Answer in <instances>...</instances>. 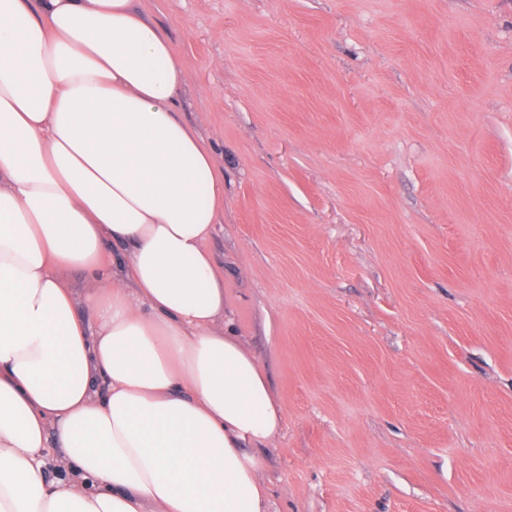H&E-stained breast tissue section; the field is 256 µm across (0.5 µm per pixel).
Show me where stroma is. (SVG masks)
<instances>
[{
  "label": "stroma",
  "mask_w": 512,
  "mask_h": 512,
  "mask_svg": "<svg viewBox=\"0 0 512 512\" xmlns=\"http://www.w3.org/2000/svg\"><path fill=\"white\" fill-rule=\"evenodd\" d=\"M282 406L270 512H512V0H146Z\"/></svg>",
  "instance_id": "stroma-1"
}]
</instances>
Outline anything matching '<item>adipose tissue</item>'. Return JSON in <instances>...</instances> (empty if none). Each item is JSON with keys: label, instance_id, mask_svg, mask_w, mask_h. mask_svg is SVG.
<instances>
[{"label": "adipose tissue", "instance_id": "adipose-tissue-1", "mask_svg": "<svg viewBox=\"0 0 512 512\" xmlns=\"http://www.w3.org/2000/svg\"><path fill=\"white\" fill-rule=\"evenodd\" d=\"M140 2L0 0V512H266L249 449L282 408L206 248L224 174Z\"/></svg>", "mask_w": 512, "mask_h": 512}]
</instances>
